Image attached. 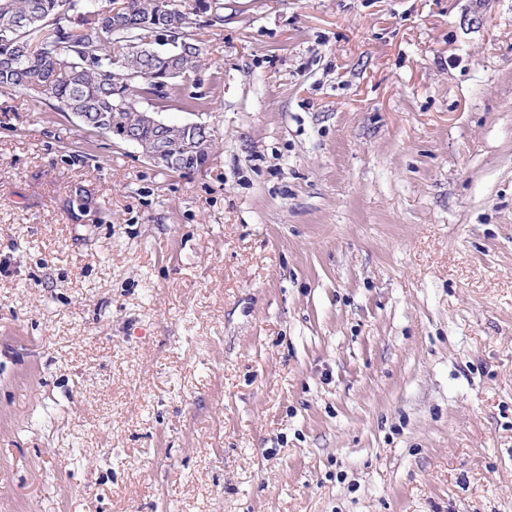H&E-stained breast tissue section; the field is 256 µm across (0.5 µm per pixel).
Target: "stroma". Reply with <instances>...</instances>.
<instances>
[{
  "mask_svg": "<svg viewBox=\"0 0 512 512\" xmlns=\"http://www.w3.org/2000/svg\"><path fill=\"white\" fill-rule=\"evenodd\" d=\"M189 174L0 91V512H512V0H224Z\"/></svg>",
  "mask_w": 512,
  "mask_h": 512,
  "instance_id": "obj_1",
  "label": "stroma"
}]
</instances>
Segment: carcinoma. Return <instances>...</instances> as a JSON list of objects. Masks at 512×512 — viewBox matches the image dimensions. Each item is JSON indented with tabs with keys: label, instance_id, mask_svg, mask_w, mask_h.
Wrapping results in <instances>:
<instances>
[{
	"label": "carcinoma",
	"instance_id": "cac0c4a2",
	"mask_svg": "<svg viewBox=\"0 0 512 512\" xmlns=\"http://www.w3.org/2000/svg\"><path fill=\"white\" fill-rule=\"evenodd\" d=\"M201 16L223 23L224 0H195L190 11L174 0H0V90H30L95 130H133L146 142L153 131L137 102L168 97L196 72ZM166 39L178 42L176 56L157 50ZM167 146L196 168L213 148L179 132Z\"/></svg>",
	"mask_w": 512,
	"mask_h": 512
}]
</instances>
